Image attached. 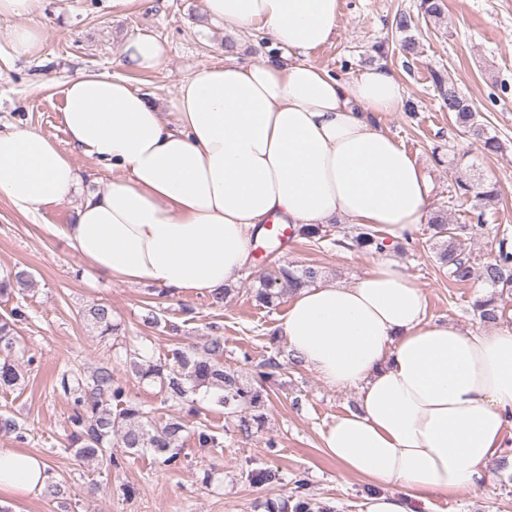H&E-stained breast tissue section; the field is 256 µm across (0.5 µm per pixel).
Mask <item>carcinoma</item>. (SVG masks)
Segmentation results:
<instances>
[{"instance_id": "obj_1", "label": "carcinoma", "mask_w": 512, "mask_h": 512, "mask_svg": "<svg viewBox=\"0 0 512 512\" xmlns=\"http://www.w3.org/2000/svg\"><path fill=\"white\" fill-rule=\"evenodd\" d=\"M434 82L441 95L443 105L448 107L455 122L464 128L471 138L482 143L484 149L497 152L501 143L490 135L480 115L459 93L455 84L445 80L442 74H434ZM457 197H473L478 201V210L468 224H451L448 211L441 209L428 219L432 237L437 240L435 260L446 270L448 279L465 283L478 277L498 293L512 291V242L504 236L498 241L494 258L476 264L465 242L482 233L485 228L486 211L498 201L495 187L482 182H456ZM294 233L312 243H320L328 237L324 225H306L294 229ZM338 238L332 243L344 249L384 250V241L379 233L369 226H360L350 232L336 231ZM320 279L318 268L302 269L281 265L274 275L260 281L254 298L268 307L283 290H294L309 286ZM22 285L32 281L26 271L0 277V296L12 292V283ZM474 315L483 324L495 323L502 311L495 295L478 300L473 306ZM24 317L17 306L8 318L0 317V388L11 389L19 385L21 374L13 359L18 344L14 324ZM82 317L98 336L107 338L118 330L112 320V309L93 304L82 312ZM129 363L135 375L149 380L159 387L166 401H185L188 393L205 389L213 392L215 402L224 407V413L256 411L264 406V384L274 377L280 364L270 359L261 365L252 378L243 381L237 373L224 369V337L216 334L206 338L200 347L175 349L171 357L157 360L143 349L135 348L129 353ZM57 388L73 399L74 410L70 417L72 432L70 440L75 445V455L81 460H91L110 468L120 466L112 447L117 445L128 454H137L151 449L161 458L166 467H175L180 461V447L184 435L189 432L187 423L181 418L170 419L163 427L155 426L149 412L127 396L126 388L114 380L112 369L97 368L85 378L79 372L63 371L58 375Z\"/></svg>"}]
</instances>
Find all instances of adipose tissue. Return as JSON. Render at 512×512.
<instances>
[{
  "mask_svg": "<svg viewBox=\"0 0 512 512\" xmlns=\"http://www.w3.org/2000/svg\"><path fill=\"white\" fill-rule=\"evenodd\" d=\"M42 0H0V54L27 57L43 34L18 20ZM227 31L260 30L279 55L225 56L165 103L123 77L64 84L62 151L30 130L0 132V198L35 214L77 185L75 155L111 168L63 231L97 276L208 296L235 282L268 224L377 229L388 247L354 282L297 290L279 324L290 353L328 385L358 392L322 446L373 490L359 512H430L434 498L482 489L512 436V325L467 332L428 319L424 293L394 257L431 212L430 186L376 124L404 105L384 67L342 81L302 61L330 43L340 0H204ZM44 457L0 450V494L41 493Z\"/></svg>",
  "mask_w": 512,
  "mask_h": 512,
  "instance_id": "obj_1",
  "label": "adipose tissue"
}]
</instances>
